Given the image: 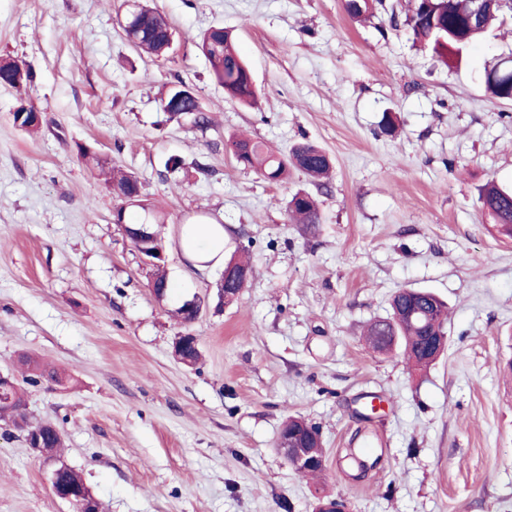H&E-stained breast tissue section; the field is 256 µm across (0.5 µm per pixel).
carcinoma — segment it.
I'll return each instance as SVG.
<instances>
[{
	"label": "carcinoma",
	"mask_w": 512,
	"mask_h": 512,
	"mask_svg": "<svg viewBox=\"0 0 512 512\" xmlns=\"http://www.w3.org/2000/svg\"><path fill=\"white\" fill-rule=\"evenodd\" d=\"M377 3L382 0H345V9L350 18L361 19L373 15ZM507 17H512V6L500 0H485L479 12L474 9V0H415L414 6L405 13L403 25L413 42L431 47L441 61L450 64L459 59L470 44L483 38L494 23ZM127 34L134 37L138 50L159 57L167 53L165 46L169 43L172 28L161 13L150 9L135 18ZM199 47L210 64L212 77L224 87L227 98L239 103L255 100L252 71L239 56L230 31L220 26L209 28L202 35ZM483 81L492 98L512 100V59L502 60L485 70ZM31 82L30 70L18 63L6 60L0 65V86L26 88ZM13 118L19 122L18 128L27 132H35L40 126L37 111L31 106L20 105ZM228 149L240 166L256 170L271 183L286 179L292 168L318 182L328 178L331 172L328 155L309 142L294 145L284 156L251 138L236 136L228 141ZM138 184L135 176L124 174L113 181L112 189L118 194L132 196L138 193ZM481 201L498 232L512 237V190L489 183L481 193ZM288 215L298 224L315 227L321 223L316 199L305 192L295 193L288 201ZM385 323L397 337L396 351L411 368L423 370L432 365L425 349V337L447 335L448 304L426 290H396L390 298L389 314L371 321L366 327V342L373 350L380 349L379 336ZM19 364L29 371L32 383L46 376L59 385L66 381L56 371L41 369L28 356L20 357ZM0 421L23 433L25 440H33L48 449L53 458L63 447V436L57 432L56 424L30 421L24 395L14 383L7 389V398L0 399ZM56 470L59 490L86 488L82 477L69 466L61 463Z\"/></svg>",
	"instance_id": "1"
}]
</instances>
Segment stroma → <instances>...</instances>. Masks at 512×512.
<instances>
[{
  "mask_svg": "<svg viewBox=\"0 0 512 512\" xmlns=\"http://www.w3.org/2000/svg\"><path fill=\"white\" fill-rule=\"evenodd\" d=\"M404 4L356 22L344 0H150L174 32L152 59L123 35L126 0H0V59L33 75L0 87V373L31 421L61 430L59 461L103 512H314L319 493L350 512H512V238L478 201L486 182L512 187V102L482 82L512 52V21L450 69L391 25ZM214 25L235 33L257 106L213 81L198 42ZM178 81L199 112L161 110ZM22 101L37 133L13 122ZM235 134L284 153L311 141L333 175L267 182L232 159ZM171 158L186 176L167 172ZM117 169L161 218L164 299L113 221ZM300 190L318 228L288 221ZM201 216L223 224L225 254L250 257L237 302H219L222 268L199 273L177 250ZM400 288L450 307L448 347L423 371L363 340ZM192 297L201 312L185 326L174 312ZM186 333L201 350L192 368L173 354ZM23 355L68 383H30ZM291 415L321 433L320 482L276 448ZM365 437L377 463L358 476L345 454ZM54 463L0 424V512H74L51 490Z\"/></svg>",
  "mask_w": 512,
  "mask_h": 512,
  "instance_id": "obj_1",
  "label": "stroma"
}]
</instances>
